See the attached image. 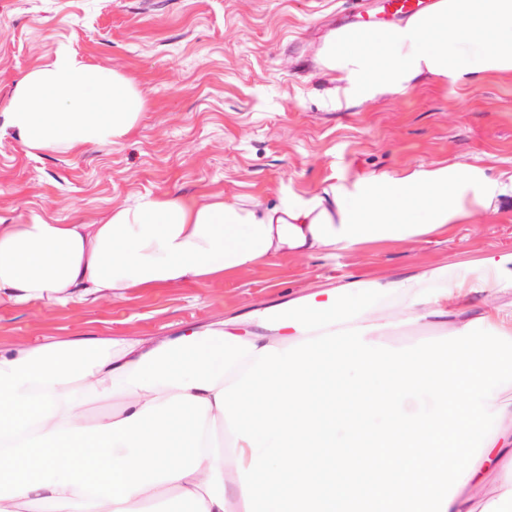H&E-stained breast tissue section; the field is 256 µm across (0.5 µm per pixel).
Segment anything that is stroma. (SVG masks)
<instances>
[{"instance_id":"35a3bbf8","label":"stroma","mask_w":512,"mask_h":512,"mask_svg":"<svg viewBox=\"0 0 512 512\" xmlns=\"http://www.w3.org/2000/svg\"><path fill=\"white\" fill-rule=\"evenodd\" d=\"M345 0H0V103L65 47L117 71L145 105L129 138L81 154H30L0 114V223L37 215L101 223L146 193L272 206L293 188L409 166L486 159L512 172V77L463 90L433 79L373 103L327 109L317 50ZM512 251V200L412 247L378 244L333 259H282L125 301L0 308V346L156 336L220 320L284 292L430 266L463 273Z\"/></svg>"}]
</instances>
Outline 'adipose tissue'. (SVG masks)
<instances>
[{
    "instance_id": "ef3b65f1",
    "label": "adipose tissue",
    "mask_w": 512,
    "mask_h": 512,
    "mask_svg": "<svg viewBox=\"0 0 512 512\" xmlns=\"http://www.w3.org/2000/svg\"><path fill=\"white\" fill-rule=\"evenodd\" d=\"M317 58L332 109L426 77L512 75V0H435L392 28L332 32ZM142 108L121 74L62 49L0 113L30 152L80 153L126 139ZM509 198L512 174L464 160L291 190L273 207L146 194L101 224H0V307L420 245ZM505 288L512 251L458 278L435 266L357 279L160 336L0 348V512H474L491 471L489 512H512V311L492 304ZM384 298L400 321L447 322V343L386 347Z\"/></svg>"
}]
</instances>
